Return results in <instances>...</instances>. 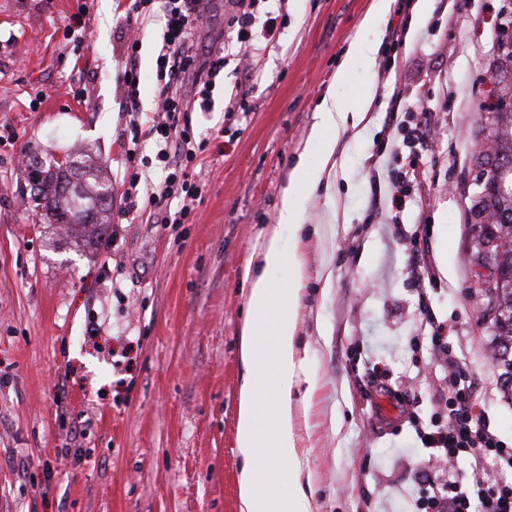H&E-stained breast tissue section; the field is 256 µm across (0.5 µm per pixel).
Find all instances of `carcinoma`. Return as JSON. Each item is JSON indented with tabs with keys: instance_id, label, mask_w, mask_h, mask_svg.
<instances>
[{
	"instance_id": "cac0c4a2",
	"label": "carcinoma",
	"mask_w": 512,
	"mask_h": 512,
	"mask_svg": "<svg viewBox=\"0 0 512 512\" xmlns=\"http://www.w3.org/2000/svg\"><path fill=\"white\" fill-rule=\"evenodd\" d=\"M490 143L494 144L495 163L487 171L484 195L479 199L481 211L489 223L478 242L486 247L492 240L502 242L495 250V266L499 281L494 288L493 302L500 317L493 320L494 336L503 346L501 361L512 370V101L496 112ZM85 162L73 154L55 159L49 166L31 168L30 177L40 183L39 192L30 196L29 208L45 213L56 224H69L78 230V239L85 246L99 243L108 227L112 210V185L107 181H84ZM504 183L499 187L498 183Z\"/></svg>"
}]
</instances>
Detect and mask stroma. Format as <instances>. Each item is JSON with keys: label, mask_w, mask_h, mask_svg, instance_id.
<instances>
[{"label": "stroma", "mask_w": 512, "mask_h": 512, "mask_svg": "<svg viewBox=\"0 0 512 512\" xmlns=\"http://www.w3.org/2000/svg\"><path fill=\"white\" fill-rule=\"evenodd\" d=\"M390 0L378 52L339 59L361 37L372 0H270L279 38L263 75L224 68L213 109L191 115L204 150L200 196L182 224L121 215L133 137L117 80L125 64L128 0H0V512H239L236 419L246 266L275 223L327 91L375 104L338 147L335 179L284 227L306 281L298 311L305 377L316 380L312 430L301 450L313 474V512H409L427 465L407 413L429 420L446 386L444 363L420 330L423 310L445 325L478 380L476 411L512 446V402L475 293L485 117L512 90L497 63L512 40V0ZM85 27L69 35L81 6ZM232 0H204L193 40L210 48ZM160 18L140 28V107L153 114ZM405 30L402 45L392 29ZM244 85L241 111L228 95ZM423 90L435 114L401 224L373 212L402 161L388 128L394 88ZM72 149L112 185L107 232L76 245L70 228L33 218L20 157ZM429 269L418 278L413 264Z\"/></svg>", "instance_id": "1"}]
</instances>
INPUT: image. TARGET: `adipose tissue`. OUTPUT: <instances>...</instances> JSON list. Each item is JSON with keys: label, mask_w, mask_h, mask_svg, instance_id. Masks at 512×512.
Returning <instances> with one entry per match:
<instances>
[{"label": "adipose tissue", "mask_w": 512, "mask_h": 512, "mask_svg": "<svg viewBox=\"0 0 512 512\" xmlns=\"http://www.w3.org/2000/svg\"><path fill=\"white\" fill-rule=\"evenodd\" d=\"M373 104L364 94L355 105L342 104L326 93L316 112L311 137L320 152L307 168H295L283 196L276 223L267 225L263 242L246 273V314L240 329V357L246 373L238 395L236 446L239 456L240 512H312L307 490L312 475L304 466L296 432L297 413H309L311 395L293 400L288 383L299 376L304 361L297 350L298 309L305 282V261L299 250L285 251L283 225L301 227L302 203L325 180L336 176L337 147L342 135L360 125ZM288 267V285L277 288L270 274ZM275 448V458L260 466V448ZM291 493L281 497V484Z\"/></svg>", "instance_id": "ef3b65f1"}]
</instances>
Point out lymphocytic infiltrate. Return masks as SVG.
Listing matches in <instances>:
<instances>
[{
  "label": "lymphocytic infiltrate",
  "instance_id": "obj_1",
  "mask_svg": "<svg viewBox=\"0 0 512 512\" xmlns=\"http://www.w3.org/2000/svg\"><path fill=\"white\" fill-rule=\"evenodd\" d=\"M154 0H133L128 27V51L119 81L125 109L139 115L138 52L139 21L152 17ZM235 10L228 22L234 34L220 49H199L191 36L203 19L202 0H164L161 46L156 59V88L161 103L158 116L146 122L145 136L153 143V157L130 155L132 171L124 194L126 212L147 202L148 217L155 224H181L188 218L198 198V189L189 171L197 149L189 128V115L211 109V93L224 74L228 57H238L248 80L262 73V56L267 43L276 39L280 27L265 0H233ZM388 112L392 123L414 119L412 133L423 139V130L432 119L426 93L405 99L393 92ZM164 167L166 176L160 190H152V172ZM435 352L448 369V394L440 402L446 420L421 422L412 426L419 440L430 443L431 469L421 473L413 501L417 512H512V448L498 440L475 411L474 383L458 362L441 323L427 318ZM467 457L470 468L458 474V457Z\"/></svg>",
  "mask_w": 512,
  "mask_h": 512
}]
</instances>
